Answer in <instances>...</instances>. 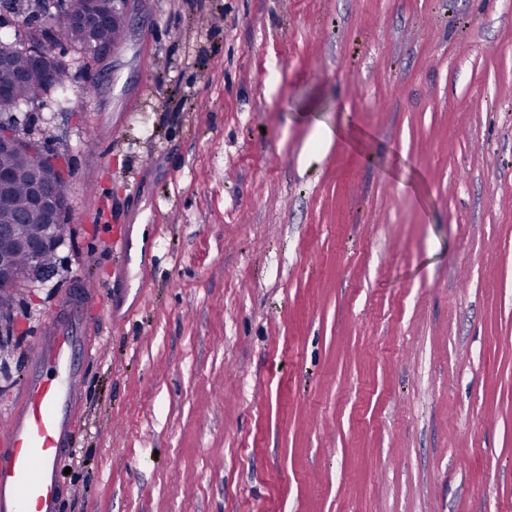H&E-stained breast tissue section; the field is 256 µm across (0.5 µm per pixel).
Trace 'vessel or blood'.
Wrapping results in <instances>:
<instances>
[{
  "label": "vessel or blood",
  "mask_w": 512,
  "mask_h": 512,
  "mask_svg": "<svg viewBox=\"0 0 512 512\" xmlns=\"http://www.w3.org/2000/svg\"><path fill=\"white\" fill-rule=\"evenodd\" d=\"M106 303L73 286L36 342L23 385L0 418V512H63L69 491L57 471L75 446L80 384L100 346Z\"/></svg>",
  "instance_id": "obj_1"
}]
</instances>
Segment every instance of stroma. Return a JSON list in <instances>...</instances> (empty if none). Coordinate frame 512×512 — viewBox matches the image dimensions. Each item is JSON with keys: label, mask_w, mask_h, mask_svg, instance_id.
I'll return each mask as SVG.
<instances>
[{"label": "stroma", "mask_w": 512, "mask_h": 512, "mask_svg": "<svg viewBox=\"0 0 512 512\" xmlns=\"http://www.w3.org/2000/svg\"><path fill=\"white\" fill-rule=\"evenodd\" d=\"M64 58L16 112L71 188L0 414L121 286L66 512H512V0H142L112 71Z\"/></svg>", "instance_id": "1"}]
</instances>
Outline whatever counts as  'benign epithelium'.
Instances as JSON below:
<instances>
[{"instance_id": "1", "label": "benign epithelium", "mask_w": 512, "mask_h": 512, "mask_svg": "<svg viewBox=\"0 0 512 512\" xmlns=\"http://www.w3.org/2000/svg\"><path fill=\"white\" fill-rule=\"evenodd\" d=\"M86 9L106 22L127 29L140 11V0H67L66 11L60 16V21L69 22L81 16ZM117 49L118 46L113 44L96 46L91 63L105 67ZM3 150L19 155L24 164L37 173L39 186L36 196L46 201L53 214V220L42 225L41 231L35 235L25 233L27 218L23 215L17 216L12 224H0V285L12 289L23 281V274L11 261L12 252L21 250L35 263L63 236L64 227L59 224L58 215L63 211L65 202L53 195V188L65 171V159L60 152L45 146L19 126L8 123H0V152Z\"/></svg>"}]
</instances>
